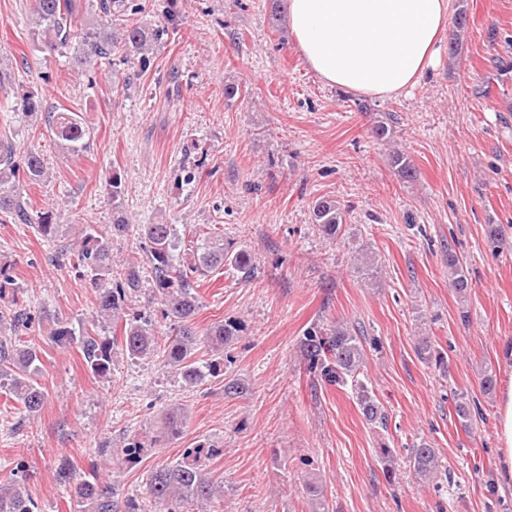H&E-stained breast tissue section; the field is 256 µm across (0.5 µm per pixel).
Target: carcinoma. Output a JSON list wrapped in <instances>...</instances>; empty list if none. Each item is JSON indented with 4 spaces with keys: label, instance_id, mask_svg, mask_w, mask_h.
Wrapping results in <instances>:
<instances>
[{
    "label": "carcinoma",
    "instance_id": "cac0c4a2",
    "mask_svg": "<svg viewBox=\"0 0 512 512\" xmlns=\"http://www.w3.org/2000/svg\"><path fill=\"white\" fill-rule=\"evenodd\" d=\"M100 11L110 18L126 12L137 13L127 0H99ZM35 24L41 28L51 48L68 46L73 50V61L83 66L92 59L112 61V57L129 63L146 60L150 46L164 35V30H148L132 18L125 19L119 28L89 29L78 19L75 0H31ZM48 126L55 134L60 147L70 153L87 148V130L78 113L63 109L49 116ZM13 150L0 147V216L7 215L23 224L32 223L30 206L15 186L16 165ZM392 162L398 175L412 177L414 167L408 156L396 151ZM46 173L44 160L36 151L26 158L27 180L39 182ZM348 210L330 197H319L311 204V220L318 230L330 239L336 238L346 221ZM139 237L144 240V251L152 265L155 287L162 296L165 318L177 323L176 334L167 338L164 346H157L155 329L143 317L125 318V306L130 288L137 283L136 272H130L125 283H112V253L105 238L91 226L82 230L78 260L89 271L93 284L99 290L98 316L114 323L123 321L121 336H99L88 331H76L62 325L55 331V340L61 345L76 346L83 354L90 370L106 374L112 369L113 358L120 350L131 359L157 356L163 365L174 370L189 386L203 382L221 372L224 349L231 346L235 336L232 325L222 321L213 324L202 335L194 326L198 308L195 281L191 275H204L225 264L250 271L251 257L244 251L236 253L226 249L220 240H207L197 263L189 268L177 264L176 228L173 224H140ZM449 286L459 294L469 288L464 262L453 246L445 249ZM357 273L364 281L378 278L380 266L376 257L363 254L357 258ZM367 337L358 326L345 323L331 325L323 330H311L304 341L308 368L320 370L325 380L339 386L352 384L357 400L366 418L386 424V417L378 413L375 396L368 385L359 378L365 358ZM378 345V341L369 343ZM205 348L210 358L197 357ZM420 359L444 364V355L427 339L417 348ZM42 371L41 348L33 341L23 345L0 337V392L16 402L28 413L43 406L47 394L38 382ZM455 414L461 425H472V411L468 399L455 400ZM184 413L173 408L165 414L162 437H175L184 426ZM219 448H188L183 457L151 470L146 478V490L160 505L158 512H204L211 503L224 497V483L204 472L202 459L219 455ZM409 463L416 479L425 483L438 478L447 468L435 449L422 440L410 449ZM77 498L88 512H146L139 496L120 497L114 484L97 479L81 480L76 487ZM37 506L26 488L18 485L0 493V512H35Z\"/></svg>",
    "mask_w": 512,
    "mask_h": 512
}]
</instances>
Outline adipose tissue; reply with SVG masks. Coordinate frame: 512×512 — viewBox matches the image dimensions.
<instances>
[{
    "label": "adipose tissue",
    "instance_id": "1",
    "mask_svg": "<svg viewBox=\"0 0 512 512\" xmlns=\"http://www.w3.org/2000/svg\"><path fill=\"white\" fill-rule=\"evenodd\" d=\"M449 0H287L289 33L323 82L374 97L414 87L439 54ZM499 465L512 482V378L496 414Z\"/></svg>",
    "mask_w": 512,
    "mask_h": 512
}]
</instances>
